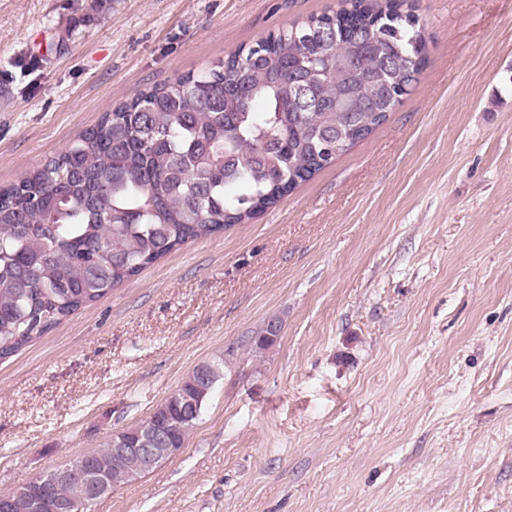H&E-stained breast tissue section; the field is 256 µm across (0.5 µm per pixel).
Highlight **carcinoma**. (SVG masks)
Returning a JSON list of instances; mask_svg holds the SVG:
<instances>
[{"label": "carcinoma", "mask_w": 512, "mask_h": 512, "mask_svg": "<svg viewBox=\"0 0 512 512\" xmlns=\"http://www.w3.org/2000/svg\"><path fill=\"white\" fill-rule=\"evenodd\" d=\"M427 37L413 0H344L121 102L57 156L0 189V360L189 240L211 236L284 195L368 137L411 92ZM198 370L143 422L162 448L185 447L203 405ZM98 470L135 468L112 442ZM79 482L0 494V512H58Z\"/></svg>", "instance_id": "carcinoma-1"}]
</instances>
